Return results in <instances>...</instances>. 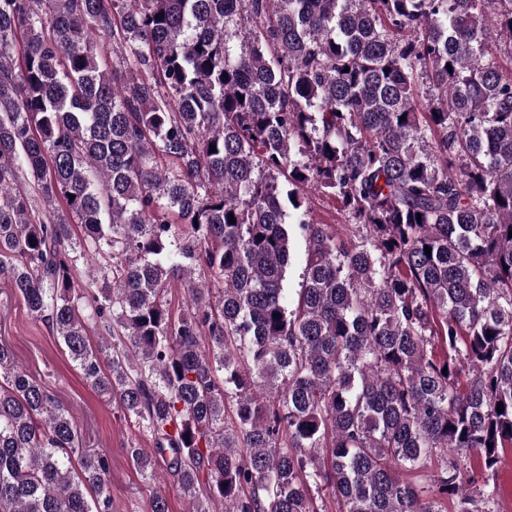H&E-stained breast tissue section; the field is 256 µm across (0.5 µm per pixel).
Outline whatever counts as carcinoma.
Masks as SVG:
<instances>
[{"label": "carcinoma", "mask_w": 512, "mask_h": 512, "mask_svg": "<svg viewBox=\"0 0 512 512\" xmlns=\"http://www.w3.org/2000/svg\"><path fill=\"white\" fill-rule=\"evenodd\" d=\"M501 51L512 0H0V275L188 512H482L462 460L491 480L512 444ZM108 475L0 339V512H112ZM310 216L317 224H328L337 234H344L347 228V218L340 207V203L331 196L321 193L309 195ZM305 260V242L301 237H297L293 247L292 264L287 269L283 286L287 303H292L297 298V292L301 288L302 269Z\"/></svg>", "instance_id": "1"}]
</instances>
